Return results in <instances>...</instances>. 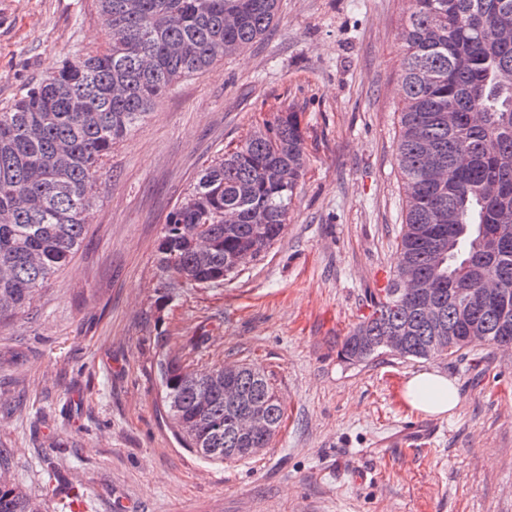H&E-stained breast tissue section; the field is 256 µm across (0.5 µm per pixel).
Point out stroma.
<instances>
[{"mask_svg":"<svg viewBox=\"0 0 512 512\" xmlns=\"http://www.w3.org/2000/svg\"><path fill=\"white\" fill-rule=\"evenodd\" d=\"M407 0H281L272 29L162 98L96 182L82 246L35 306L0 323L6 479L43 512L61 467L90 512H512V350L359 364L344 336L397 264L401 32ZM95 0H0V107L59 55L104 46ZM297 113L307 166L283 237L214 288L156 290L164 219L217 151ZM268 371L287 419L271 448L221 466L183 450L157 409V341ZM454 380L425 418L413 372ZM429 420L428 445L392 444ZM401 395L410 408L430 416H444L458 403L454 380L435 370L412 373L405 381Z\"/></svg>","mask_w":512,"mask_h":512,"instance_id":"stroma-1","label":"stroma"}]
</instances>
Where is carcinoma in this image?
Masks as SVG:
<instances>
[{"label": "carcinoma", "mask_w": 512, "mask_h": 512, "mask_svg": "<svg viewBox=\"0 0 512 512\" xmlns=\"http://www.w3.org/2000/svg\"><path fill=\"white\" fill-rule=\"evenodd\" d=\"M108 42L66 57L0 108V321L30 307L81 246L96 176L112 149L182 80L241 54L279 18L280 0H96ZM397 161L404 192L397 266L372 313L349 330L348 362L408 337L401 358L453 356L469 347L459 309L489 288L507 300L474 318L487 345L512 336V0H409ZM306 169L296 113H276L244 141L218 151L165 217L157 288H208L239 272L233 258L285 233ZM412 268L420 288L401 287ZM425 296L442 307L433 323ZM159 411L181 447L222 464L267 448L283 421L270 375L241 365L235 386L271 424L265 436L234 431L221 364L193 367L158 344ZM0 512H40L0 481Z\"/></svg>", "instance_id": "obj_1"}]
</instances>
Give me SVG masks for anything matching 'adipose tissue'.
I'll return each instance as SVG.
<instances>
[{"instance_id": "obj_1", "label": "adipose tissue", "mask_w": 512, "mask_h": 512, "mask_svg": "<svg viewBox=\"0 0 512 512\" xmlns=\"http://www.w3.org/2000/svg\"><path fill=\"white\" fill-rule=\"evenodd\" d=\"M401 395L410 408L430 416L446 415L458 403L454 380L434 370L412 373L405 381Z\"/></svg>"}]
</instances>
